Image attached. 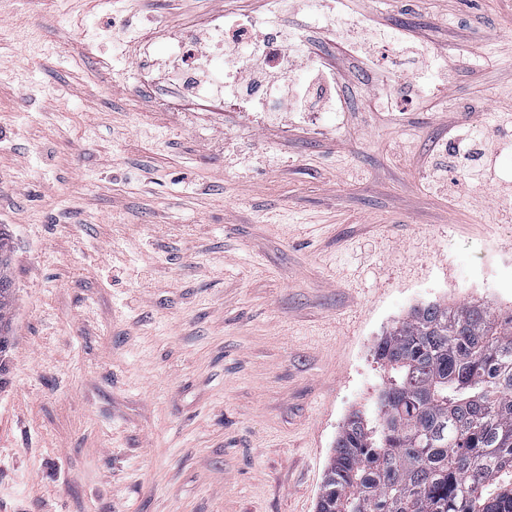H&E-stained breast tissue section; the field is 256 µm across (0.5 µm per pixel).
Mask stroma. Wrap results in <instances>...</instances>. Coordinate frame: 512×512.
<instances>
[{"instance_id":"stroma-1","label":"stroma","mask_w":512,"mask_h":512,"mask_svg":"<svg viewBox=\"0 0 512 512\" xmlns=\"http://www.w3.org/2000/svg\"><path fill=\"white\" fill-rule=\"evenodd\" d=\"M266 0H0V512H316L413 306L512 308L505 0H283L322 112L181 93ZM191 40L188 38H181V46H182V57L184 59V64L187 66V69H183L184 72V87L186 91L191 93H197L201 90L200 85L195 83V75H194V69L193 67V59L195 57V51L192 48V45H190ZM4 255L8 258V261L4 264V266H0V327H4L6 329V335L9 336L8 339H5V344L1 351H4V355L7 358L9 352L12 349V340L13 336H11V321H12V308L15 300V289L13 288V281L7 275V268L10 259V247L7 242V238L5 237L4 232L0 229V255ZM3 283L6 286H3Z\"/></svg>"}]
</instances>
